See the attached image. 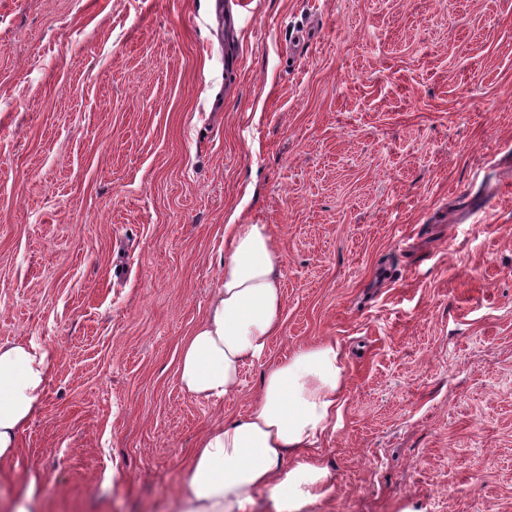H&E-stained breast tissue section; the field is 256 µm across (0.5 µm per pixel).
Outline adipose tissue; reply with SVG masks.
Returning a JSON list of instances; mask_svg holds the SVG:
<instances>
[{
    "instance_id": "1",
    "label": "adipose tissue",
    "mask_w": 512,
    "mask_h": 512,
    "mask_svg": "<svg viewBox=\"0 0 512 512\" xmlns=\"http://www.w3.org/2000/svg\"><path fill=\"white\" fill-rule=\"evenodd\" d=\"M224 242L223 282L177 363L181 388L206 401L235 392L242 367L262 357L282 325L281 255L266 225H225ZM51 362L43 348L0 344V463L15 455L38 411ZM341 385L333 342L300 347L267 367L254 408L199 439L178 478L175 512H245L265 491L278 512L324 498L331 473L306 451L340 421Z\"/></svg>"
}]
</instances>
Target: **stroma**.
<instances>
[{
  "instance_id": "35a3bbf8",
  "label": "stroma",
  "mask_w": 512,
  "mask_h": 512,
  "mask_svg": "<svg viewBox=\"0 0 512 512\" xmlns=\"http://www.w3.org/2000/svg\"><path fill=\"white\" fill-rule=\"evenodd\" d=\"M0 0V344L55 364L0 512H170L269 365L343 351L300 512H512V0ZM283 322L218 401L177 358L224 227Z\"/></svg>"
}]
</instances>
